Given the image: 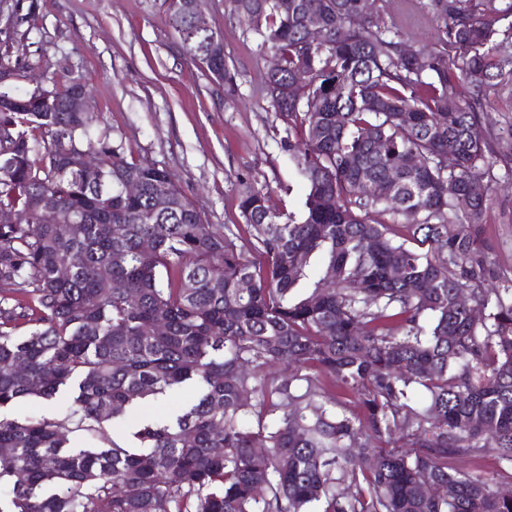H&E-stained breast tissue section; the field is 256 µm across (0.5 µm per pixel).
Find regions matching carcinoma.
<instances>
[{
  "instance_id": "carcinoma-1",
  "label": "carcinoma",
  "mask_w": 512,
  "mask_h": 512,
  "mask_svg": "<svg viewBox=\"0 0 512 512\" xmlns=\"http://www.w3.org/2000/svg\"><path fill=\"white\" fill-rule=\"evenodd\" d=\"M496 2L430 0L437 47L420 52L376 0H225L279 59L267 95L306 194L287 211L247 185L243 223L220 233L98 114L66 109L81 78L0 89L15 100L0 106V208L18 216L0 224V409L73 390L61 420L0 414V512H512L495 480L448 471L492 452L512 475V279L483 243L495 166L512 161V124L486 130L491 93L512 95V0ZM164 4L190 59L231 80L219 29L194 31L192 0ZM48 206L60 223H40ZM186 383L191 407L130 444L98 440ZM338 388L361 416L336 409ZM396 434L405 447H370ZM426 479L445 493L423 496Z\"/></svg>"
}]
</instances>
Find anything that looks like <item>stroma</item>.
<instances>
[{
    "mask_svg": "<svg viewBox=\"0 0 512 512\" xmlns=\"http://www.w3.org/2000/svg\"><path fill=\"white\" fill-rule=\"evenodd\" d=\"M0 0V45L21 43L12 87L30 91L32 75L72 74L86 84L90 106L133 156L169 170L179 192L215 230L241 221V182L269 196L272 206L299 209L306 189L278 147L282 123L265 91L271 66L248 27L230 16L224 0L203 8L219 28L233 88L211 79L183 52L168 24L163 0ZM430 0H377L381 21L395 26L407 47H431L437 22ZM486 243L502 276L512 278V180L493 185ZM196 396L185 386L143 400L125 420L105 428L125 439L144 421H156Z\"/></svg>",
    "mask_w": 512,
    "mask_h": 512,
    "instance_id": "1",
    "label": "stroma"
}]
</instances>
